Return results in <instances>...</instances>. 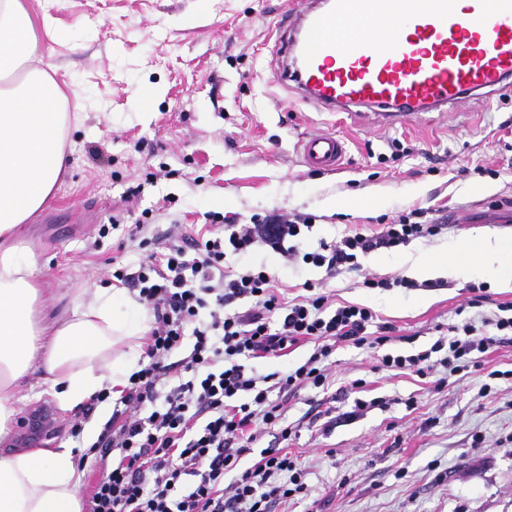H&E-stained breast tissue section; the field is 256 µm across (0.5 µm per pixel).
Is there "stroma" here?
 Listing matches in <instances>:
<instances>
[{
	"label": "stroma",
	"instance_id": "stroma-1",
	"mask_svg": "<svg viewBox=\"0 0 512 512\" xmlns=\"http://www.w3.org/2000/svg\"><path fill=\"white\" fill-rule=\"evenodd\" d=\"M49 15L54 38L40 51L83 118L71 126L68 169L47 208L27 227L43 270L44 316L71 298L112 285L113 258L131 262L141 240L172 228L205 236L207 214L249 221L282 211L314 216L299 248L319 239L372 235L421 208L444 220L434 236L361 255V269L327 274L286 261L267 246L227 253L236 269L261 266L289 296L322 285L337 303L371 309L391 327L385 345L337 346L328 386L282 398L280 428H262L257 448H288L305 471L304 493L275 512H512V335L480 354L483 371L420 376L383 367L385 354L414 355L449 326L493 316L512 288L487 283L469 305V281L368 288L364 278L404 277L407 251L435 255L455 240L470 246L480 223L450 224L505 203L491 229L512 239V90L384 127L373 115L348 116L297 105L272 83L276 58L266 43L290 0H27ZM346 142L338 169L303 166L299 141L315 130ZM102 154L91 158L90 147ZM20 412L0 453L71 443L74 413L23 386ZM486 447L474 454V437Z\"/></svg>",
	"mask_w": 512,
	"mask_h": 512
}]
</instances>
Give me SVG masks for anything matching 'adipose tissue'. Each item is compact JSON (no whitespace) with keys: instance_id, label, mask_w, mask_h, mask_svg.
I'll return each mask as SVG.
<instances>
[{"instance_id":"obj_1","label":"adipose tissue","mask_w":512,"mask_h":512,"mask_svg":"<svg viewBox=\"0 0 512 512\" xmlns=\"http://www.w3.org/2000/svg\"><path fill=\"white\" fill-rule=\"evenodd\" d=\"M50 19L35 22L24 0H0V442L20 409L15 395L41 371L57 406L70 410L94 392L126 386L139 371L150 318L122 289L71 299L64 317H41L38 260L23 226L45 208L67 164L69 103L40 54ZM459 243L409 264L415 277L448 272L512 284V242L486 232L468 258ZM82 474L71 447L22 448L0 454V512H82Z\"/></svg>"}]
</instances>
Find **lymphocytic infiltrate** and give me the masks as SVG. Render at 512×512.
Returning <instances> with one entry per match:
<instances>
[{"instance_id": "lymphocytic-infiltrate-1", "label": "lymphocytic infiltrate", "mask_w": 512, "mask_h": 512, "mask_svg": "<svg viewBox=\"0 0 512 512\" xmlns=\"http://www.w3.org/2000/svg\"><path fill=\"white\" fill-rule=\"evenodd\" d=\"M423 216V210L414 209L375 235L357 233L334 243L322 239L303 253L296 242L311 227L310 215L279 213L236 224L212 212V237L171 235L140 260L135 272L116 269L117 280L138 288L154 322L148 364L130 376L92 445L101 476L88 512H272L275 503L302 493L305 473L285 449H263L252 466H238L254 451L258 425L276 426L281 437L289 435L273 392L323 387L337 343L375 348L389 336H368L374 321L368 308L332 307L328 294L310 283L304 286L305 296L286 300L265 268L232 272L224 257L264 244L289 261L299 258L331 273L342 267L355 270L359 255L438 234L439 225ZM241 298L251 299V308L243 314L227 312V305ZM449 331L431 349L387 354L381 363L420 376L437 365L459 372L469 366L472 352H486L497 337L512 333V315L469 320ZM188 335L195 342L182 367L191 377L165 386L168 359ZM302 340L314 342L315 351L295 370L264 375L252 367V360L283 356ZM228 474L233 477L229 483L224 480Z\"/></svg>"}]
</instances>
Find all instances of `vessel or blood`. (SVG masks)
Masks as SVG:
<instances>
[{
  "mask_svg": "<svg viewBox=\"0 0 512 512\" xmlns=\"http://www.w3.org/2000/svg\"><path fill=\"white\" fill-rule=\"evenodd\" d=\"M275 82L325 112L377 110L394 126L512 83V0H303L273 25ZM303 165L335 169L336 133L299 142Z\"/></svg>",
  "mask_w": 512,
  "mask_h": 512,
  "instance_id": "obj_1",
  "label": "vessel or blood"
}]
</instances>
